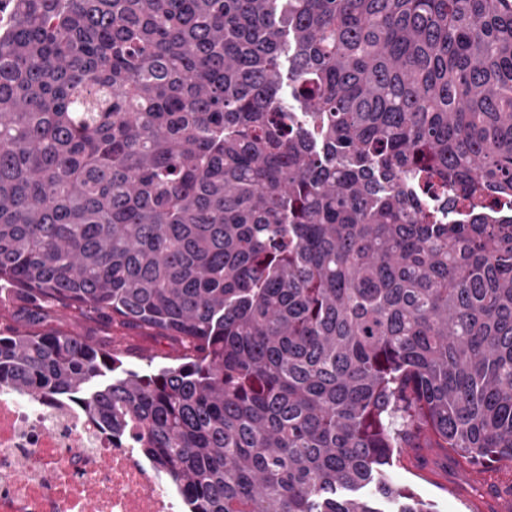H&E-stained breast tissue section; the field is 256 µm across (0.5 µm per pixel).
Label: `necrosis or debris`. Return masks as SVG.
I'll return each instance as SVG.
<instances>
[{
    "mask_svg": "<svg viewBox=\"0 0 512 512\" xmlns=\"http://www.w3.org/2000/svg\"><path fill=\"white\" fill-rule=\"evenodd\" d=\"M0 512H183L132 446L64 399L0 388Z\"/></svg>",
    "mask_w": 512,
    "mask_h": 512,
    "instance_id": "necrosis-or-debris-1",
    "label": "necrosis or debris"
}]
</instances>
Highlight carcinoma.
<instances>
[{
    "label": "carcinoma",
    "mask_w": 512,
    "mask_h": 512,
    "mask_svg": "<svg viewBox=\"0 0 512 512\" xmlns=\"http://www.w3.org/2000/svg\"><path fill=\"white\" fill-rule=\"evenodd\" d=\"M11 300L0 388L76 401L185 512H433L405 448L512 468V0H0ZM48 325L59 327L64 330L80 334L81 336H94L100 343L108 341V335L112 336L113 341H118L121 347L130 356L129 360L134 363H140L138 356L154 355L159 356L156 361H165L161 357H174L177 354L175 348L160 336L140 329H123L115 331L112 329L109 333L103 329L100 323L85 321L78 322L70 312L61 308H55L50 315Z\"/></svg>",
    "instance_id": "obj_1"
}]
</instances>
